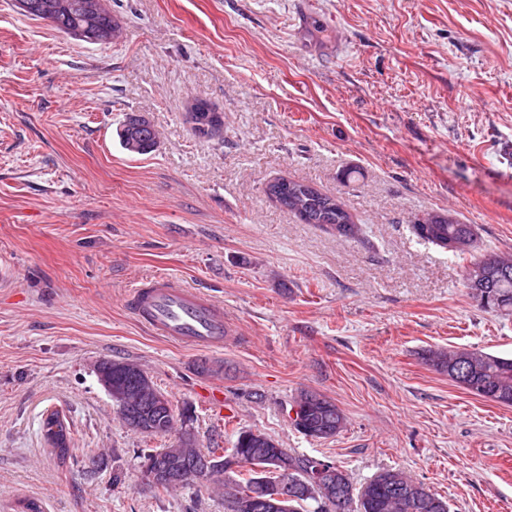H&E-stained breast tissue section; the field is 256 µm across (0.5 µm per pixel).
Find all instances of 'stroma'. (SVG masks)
Listing matches in <instances>:
<instances>
[{
    "label": "stroma",
    "instance_id": "1",
    "mask_svg": "<svg viewBox=\"0 0 512 512\" xmlns=\"http://www.w3.org/2000/svg\"><path fill=\"white\" fill-rule=\"evenodd\" d=\"M124 36L83 42L0 0V512H224L191 486L157 494L94 366H141L200 446L261 430L362 485L400 469L450 512H512V407L426 363L437 348L512 356V318L480 309L463 274L512 254V0H112ZM206 98L224 135L184 120ZM157 133L122 149L126 114ZM279 176L342 198L361 232L301 223L264 193ZM473 225L456 256L411 226ZM169 274L224 305L208 354L129 314L139 280ZM228 364L198 374L199 359ZM302 389L347 417L328 440L289 417ZM263 400H255V393ZM62 411L84 480L46 446ZM123 472L112 479L113 468Z\"/></svg>",
    "mask_w": 512,
    "mask_h": 512
}]
</instances>
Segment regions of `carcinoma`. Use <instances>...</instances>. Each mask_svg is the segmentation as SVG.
<instances>
[{
    "instance_id": "obj_1",
    "label": "carcinoma",
    "mask_w": 512,
    "mask_h": 512,
    "mask_svg": "<svg viewBox=\"0 0 512 512\" xmlns=\"http://www.w3.org/2000/svg\"><path fill=\"white\" fill-rule=\"evenodd\" d=\"M45 1L53 3L55 27L78 40L94 44L111 43L120 28L112 15L108 0H27L32 8L26 15L37 17L36 5ZM121 147L132 155H144L154 151L157 140L148 120L129 114L119 129ZM276 187L283 195L280 207L296 216L305 224H316L345 236H355L358 225L343 201L335 195L323 192L311 184L288 178H275L264 187V192ZM416 236L428 243L441 245L450 237L464 239L458 253L469 252L476 243V233L470 224L457 220L448 222L439 215L430 218L428 225H412ZM482 267L484 282L476 287L470 278L471 268ZM464 287L467 295L486 312L501 317L512 316V261L491 251L483 253L466 268ZM433 368L448 374V379L459 387L499 405L512 406V357H502L475 349L434 350L426 357ZM129 370L144 383L145 427L137 429L141 434L165 437L175 424V414L167 394L136 364L125 362ZM302 419L310 436L327 440L341 433L347 418L336 403L325 395L320 400L303 403ZM42 431L47 444L57 458L64 462L70 457V429L57 411L48 413L42 421ZM225 460L238 458L237 468H204L208 457ZM148 457L155 459L158 467L174 474L168 482L151 487L157 493H167L179 486L213 483L221 487L224 496V512H230V503L250 489L256 477L275 481L288 471V480L304 479L309 456L281 447L272 436L253 430L237 432L230 448L214 444L200 447L195 435L178 439L170 445L153 450ZM343 499L342 512H448V502L424 483L413 479L400 470L382 469L360 487H355L348 473L336 466V475L325 491L303 494L291 502L292 512H329L331 499Z\"/></svg>"
}]
</instances>
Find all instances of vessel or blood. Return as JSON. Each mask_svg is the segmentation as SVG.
Wrapping results in <instances>:
<instances>
[{
	"mask_svg": "<svg viewBox=\"0 0 512 512\" xmlns=\"http://www.w3.org/2000/svg\"><path fill=\"white\" fill-rule=\"evenodd\" d=\"M127 305L152 333L194 349H223L233 333L222 303L168 276L134 285Z\"/></svg>",
	"mask_w": 512,
	"mask_h": 512,
	"instance_id": "obj_1",
	"label": "vessel or blood"
}]
</instances>
